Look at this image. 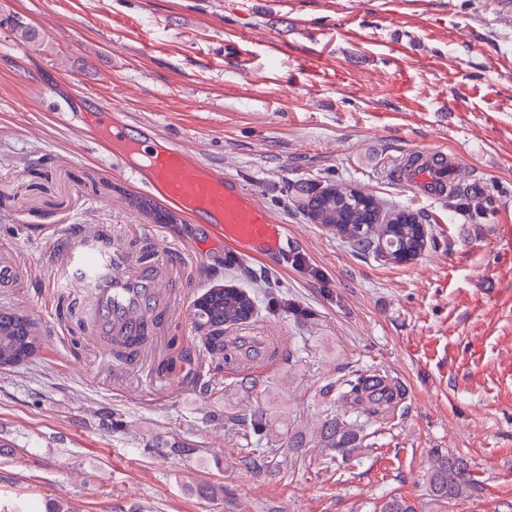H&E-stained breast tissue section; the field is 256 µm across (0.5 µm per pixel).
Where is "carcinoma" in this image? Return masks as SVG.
I'll list each match as a JSON object with an SVG mask.
<instances>
[{
  "instance_id": "cac0c4a2",
  "label": "carcinoma",
  "mask_w": 512,
  "mask_h": 512,
  "mask_svg": "<svg viewBox=\"0 0 512 512\" xmlns=\"http://www.w3.org/2000/svg\"><path fill=\"white\" fill-rule=\"evenodd\" d=\"M12 27L21 41L38 46L45 35L35 26L15 15L0 19V25ZM464 205L479 216L493 207L489 195L467 197ZM298 207L314 224L330 228L355 251L373 254L382 261L400 262L416 258L428 245V232L423 217L413 211L388 208L376 197L351 185L328 184L308 190L298 199ZM256 294L243 288L213 287L194 302L199 326L212 328L205 338V350L214 369L239 359L251 358L245 343L229 332L250 321L255 314ZM43 347V337L34 321L0 312V364L19 357L30 358ZM260 380L252 378L241 383L247 404L224 410V430L236 439L239 461L254 474L270 471L278 454L274 442L288 435V453L297 454L314 442L329 450V461H347L364 447L365 435L360 419L382 418L394 411L404 399V393L385 377L368 370H356L346 378L327 384L322 395L324 418L315 427L308 426L301 412L295 411L297 427H287L282 433L273 429L268 413L266 394L258 388ZM345 408L346 417L336 414V404ZM426 482L432 499L447 504L467 496L475 489L473 475L467 463L459 457L439 455L427 472ZM381 512H417L415 506L402 497H392Z\"/></svg>"
}]
</instances>
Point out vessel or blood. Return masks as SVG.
Returning a JSON list of instances; mask_svg holds the SVG:
<instances>
[{"label":"vessel or blood","mask_w":512,"mask_h":512,"mask_svg":"<svg viewBox=\"0 0 512 512\" xmlns=\"http://www.w3.org/2000/svg\"><path fill=\"white\" fill-rule=\"evenodd\" d=\"M92 109L104 121L108 136L129 146L131 158H119L118 166L140 174L163 201L191 220L210 224L243 256L279 251L286 225L277 223L234 178L202 164L173 141L158 142L152 128H131L121 121L112 101L95 98ZM462 164L456 154L413 150L403 154L389 175L408 194L442 200L459 189L455 174ZM54 258L57 272L76 273L87 288L86 341L99 345L119 337L130 360H144L148 339L160 335L184 309L185 290L174 278L182 254L166 251L147 258L118 246L110 229L91 232L76 226L55 249ZM27 275L13 247L0 243V291L24 287Z\"/></svg>","instance_id":"b4317fda"}]
</instances>
